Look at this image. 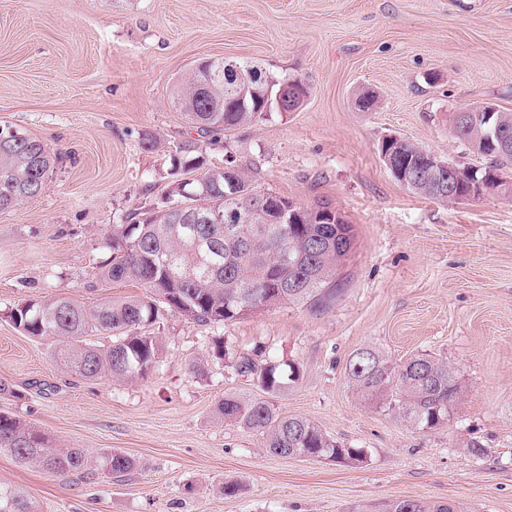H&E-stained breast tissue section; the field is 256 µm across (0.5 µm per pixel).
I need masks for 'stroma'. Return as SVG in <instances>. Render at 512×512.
I'll return each instance as SVG.
<instances>
[{
  "label": "stroma",
  "mask_w": 512,
  "mask_h": 512,
  "mask_svg": "<svg viewBox=\"0 0 512 512\" xmlns=\"http://www.w3.org/2000/svg\"><path fill=\"white\" fill-rule=\"evenodd\" d=\"M211 57L308 85L297 111L199 145L258 190L340 211L355 233L340 293L321 312L287 305L215 326L170 316L149 374L82 379L55 339L22 334L9 312L34 296L137 294L130 283L90 291L86 278L110 255V227L165 196L172 152L191 135L173 89ZM485 101L512 111V0H0V128L60 156L44 194L0 210V412L89 458L136 462L120 477L52 474L0 451V487L41 512H382L397 499L512 512V199L415 194L379 153L396 135L478 164L453 121ZM146 133L159 150L142 149ZM216 339L299 364L279 413L313 420L364 461L275 457L260 434L218 418L225 394L261 392L211 360ZM362 348L448 362L462 391L447 421L424 432L361 403L345 367Z\"/></svg>",
  "instance_id": "35a3bbf8"
}]
</instances>
